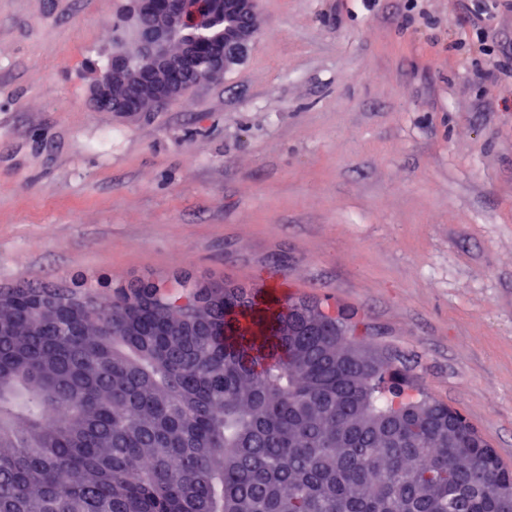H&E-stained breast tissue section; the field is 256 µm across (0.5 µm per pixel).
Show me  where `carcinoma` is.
I'll return each mask as SVG.
<instances>
[{"mask_svg":"<svg viewBox=\"0 0 512 512\" xmlns=\"http://www.w3.org/2000/svg\"><path fill=\"white\" fill-rule=\"evenodd\" d=\"M37 291L4 290V318ZM49 292L89 314L0 336V512H512V469L338 309Z\"/></svg>","mask_w":512,"mask_h":512,"instance_id":"obj_1","label":"carcinoma"}]
</instances>
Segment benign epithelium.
<instances>
[{"label":"benign epithelium","instance_id":"benign-epithelium-1","mask_svg":"<svg viewBox=\"0 0 512 512\" xmlns=\"http://www.w3.org/2000/svg\"><path fill=\"white\" fill-rule=\"evenodd\" d=\"M258 0H129L117 25L131 34L115 39L112 57L95 84L98 106L142 112L148 103L181 97L189 88L219 81L241 65L258 36Z\"/></svg>","mask_w":512,"mask_h":512}]
</instances>
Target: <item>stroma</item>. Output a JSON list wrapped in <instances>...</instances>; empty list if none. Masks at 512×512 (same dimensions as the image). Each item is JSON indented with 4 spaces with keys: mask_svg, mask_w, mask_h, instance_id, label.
Returning <instances> with one entry per match:
<instances>
[{
    "mask_svg": "<svg viewBox=\"0 0 512 512\" xmlns=\"http://www.w3.org/2000/svg\"><path fill=\"white\" fill-rule=\"evenodd\" d=\"M481 0H260L149 112L92 87L127 0H0V288L277 286L342 309L512 465V108Z\"/></svg>",
    "mask_w": 512,
    "mask_h": 512,
    "instance_id": "1",
    "label": "stroma"
}]
</instances>
